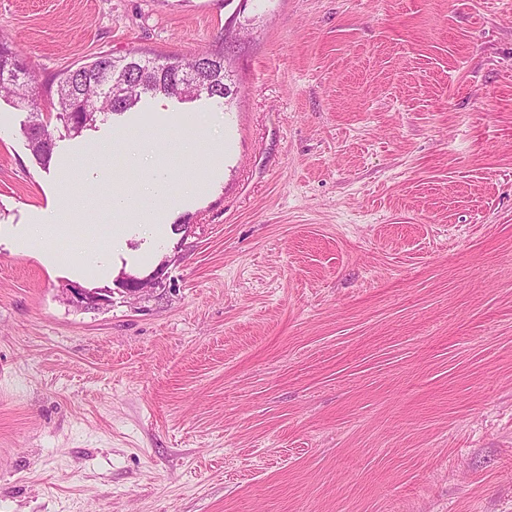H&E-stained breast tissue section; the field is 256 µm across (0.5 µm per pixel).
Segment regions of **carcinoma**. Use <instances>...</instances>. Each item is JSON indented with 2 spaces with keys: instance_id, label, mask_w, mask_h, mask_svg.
Listing matches in <instances>:
<instances>
[{
  "instance_id": "1",
  "label": "carcinoma",
  "mask_w": 512,
  "mask_h": 512,
  "mask_svg": "<svg viewBox=\"0 0 512 512\" xmlns=\"http://www.w3.org/2000/svg\"><path fill=\"white\" fill-rule=\"evenodd\" d=\"M133 54L128 64L134 71L130 73V83L122 87L110 85L107 79L110 70L116 64L122 65V60L107 55L97 57L81 71L68 70L59 77L51 110L32 113V119L22 129L37 164L45 167L52 160L55 143L49 127L53 123L77 137L96 127L99 116L128 112L146 95L185 101L204 94L228 101L238 92L236 83L229 80L224 55L220 53L205 51L162 63L137 50ZM19 63V51L0 41V98L23 103L30 98L32 77L17 68Z\"/></svg>"
}]
</instances>
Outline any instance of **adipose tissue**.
I'll return each instance as SVG.
<instances>
[{
	"instance_id": "obj_1",
	"label": "adipose tissue",
	"mask_w": 512,
	"mask_h": 512,
	"mask_svg": "<svg viewBox=\"0 0 512 512\" xmlns=\"http://www.w3.org/2000/svg\"><path fill=\"white\" fill-rule=\"evenodd\" d=\"M125 155L131 163L142 158L152 160L151 170L146 178L136 185L111 182L106 172H99L101 189L108 192L110 227L108 235L117 240L124 236L131 220L142 224H154L157 204L179 194H190V187H177L168 178L169 165L161 156L155 155L149 142L140 139L137 132H129L124 145ZM99 218L91 198H77L68 213L59 215L52 224H34L28 229L29 238H44L57 235L68 237L78 235L86 242L96 241Z\"/></svg>"
}]
</instances>
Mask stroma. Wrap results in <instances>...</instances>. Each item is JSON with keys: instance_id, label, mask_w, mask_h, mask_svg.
Wrapping results in <instances>:
<instances>
[{"instance_id": "obj_1", "label": "stroma", "mask_w": 512, "mask_h": 512, "mask_svg": "<svg viewBox=\"0 0 512 512\" xmlns=\"http://www.w3.org/2000/svg\"><path fill=\"white\" fill-rule=\"evenodd\" d=\"M0 41L35 99H0V512H512V0H0ZM134 48L239 92L36 164L58 75ZM204 119L158 227L27 240L136 181L98 145Z\"/></svg>"}]
</instances>
